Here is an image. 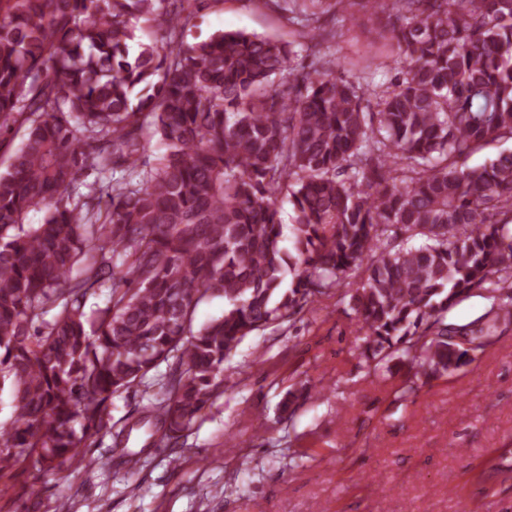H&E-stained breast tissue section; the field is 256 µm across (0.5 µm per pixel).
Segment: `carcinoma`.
I'll use <instances>...</instances> for the list:
<instances>
[{"instance_id": "carcinoma-1", "label": "carcinoma", "mask_w": 512, "mask_h": 512, "mask_svg": "<svg viewBox=\"0 0 512 512\" xmlns=\"http://www.w3.org/2000/svg\"><path fill=\"white\" fill-rule=\"evenodd\" d=\"M206 2L0 0V134L23 132L0 172V477L82 465L139 386L162 393L154 421L124 427L175 447L240 342L333 288L373 369L406 362L401 398L470 361L455 337L512 323V151L465 165L512 140V0H268L303 42L183 41ZM358 5L399 21L388 85L373 56L353 79L345 59L298 62L321 15ZM138 17L156 35L134 50ZM89 171L106 197L70 198ZM485 286L505 291L492 321L448 323ZM212 296L224 315L194 328Z\"/></svg>"}]
</instances>
